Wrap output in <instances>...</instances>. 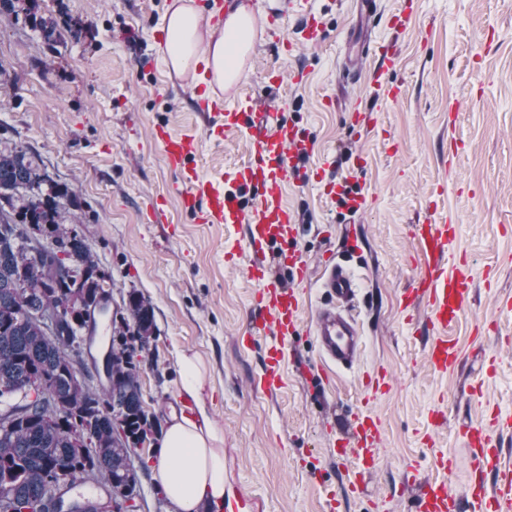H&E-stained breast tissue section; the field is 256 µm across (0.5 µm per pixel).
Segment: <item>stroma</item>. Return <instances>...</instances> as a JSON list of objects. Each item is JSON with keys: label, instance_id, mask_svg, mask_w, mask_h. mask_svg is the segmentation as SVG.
Wrapping results in <instances>:
<instances>
[{"label": "stroma", "instance_id": "stroma-1", "mask_svg": "<svg viewBox=\"0 0 512 512\" xmlns=\"http://www.w3.org/2000/svg\"><path fill=\"white\" fill-rule=\"evenodd\" d=\"M174 0H38L35 19L0 13V140L38 156L72 192L112 305L129 292L152 305L156 336L138 358L146 410L159 428L181 393L178 358L198 355L203 401L224 433V467L251 512H412L420 483L443 480L460 495L474 478L462 426L512 416V0H382L375 40L395 44L396 63L378 82L346 83L348 31L361 27L355 0H244L263 26L238 92L270 103L309 134L311 147L286 182L299 230L294 247L313 270L306 299H324L319 267L341 244L342 226L364 242L350 267L364 348L328 383L315 339L301 331L285 358L286 385L259 383L269 338L247 341L257 314L252 255L238 224H200L177 199V176L154 136L158 124L199 140L196 165L213 181L251 158L248 136L210 130L200 96H220L199 71L169 70L155 37ZM408 16L392 30L391 12ZM325 39L298 41L306 13ZM56 20L55 48L39 21ZM294 41L285 51V41ZM281 86L270 91L267 72ZM400 86L398 101L384 97ZM363 118L353 122V111ZM358 186L352 215L326 191ZM442 219L457 227L448 261L472 266L473 301L451 336L462 356L434 374L424 361L425 310L407 316L401 295L425 265L410 227ZM385 372L389 387L371 393ZM482 387L483 397L473 396ZM379 417L378 466L358 498L344 495L350 463L328 451L354 416ZM453 460L435 465L432 452Z\"/></svg>", "mask_w": 512, "mask_h": 512}]
</instances>
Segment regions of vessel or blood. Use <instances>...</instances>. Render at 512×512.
<instances>
[{
    "label": "vessel or blood",
    "instance_id": "1",
    "mask_svg": "<svg viewBox=\"0 0 512 512\" xmlns=\"http://www.w3.org/2000/svg\"><path fill=\"white\" fill-rule=\"evenodd\" d=\"M247 129L251 134L252 158L217 184L202 177L190 162L198 147L191 134H175L167 127L155 129V137L164 148L169 167L178 175L179 203L182 209L206 224H243L254 262L251 277L258 282L259 308L254 333L272 337L264 359L260 381L263 390H279L283 383V364L289 343L302 323L303 294L310 280L305 258L288 244L295 240L298 225L294 211L285 201L286 176L295 169L296 160L306 151V137L295 123L280 117L262 103L245 102L223 113L224 131ZM251 195L243 204L242 192ZM412 235L426 259L423 275L409 289L404 307L415 310L425 304L428 338L425 362L438 375L447 374L460 361L449 329L467 310L471 300L472 278L467 263L450 266L443 257L456 235L455 225L433 220L414 225ZM282 244L279 255L287 279L269 273L264 257L275 244ZM326 302L311 316L313 333L325 360L339 367L352 366L363 349V333L348 310L359 285L354 274L335 256H326L323 264ZM382 434L381 421L370 415L355 416L347 433L338 441V452L352 462L349 490L362 491V479L376 466L375 450ZM464 439L474 465L488 466L496 481L493 486L478 483L467 487L475 512H512V468L501 463L502 450L493 426L470 424L463 429ZM459 499L443 482H424L414 500V512H458Z\"/></svg>",
    "mask_w": 512,
    "mask_h": 512
}]
</instances>
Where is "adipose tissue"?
I'll return each instance as SVG.
<instances>
[{
    "label": "adipose tissue",
    "mask_w": 512,
    "mask_h": 512,
    "mask_svg": "<svg viewBox=\"0 0 512 512\" xmlns=\"http://www.w3.org/2000/svg\"><path fill=\"white\" fill-rule=\"evenodd\" d=\"M256 22L252 10L234 0L223 29L205 30L192 7L180 0L165 18L168 59L179 74L202 61L216 85L238 82L243 75L242 49L252 41ZM159 446L153 474L177 512H198L205 502L223 506L231 487L224 469V436L207 417L173 418Z\"/></svg>",
    "instance_id": "1"
}]
</instances>
